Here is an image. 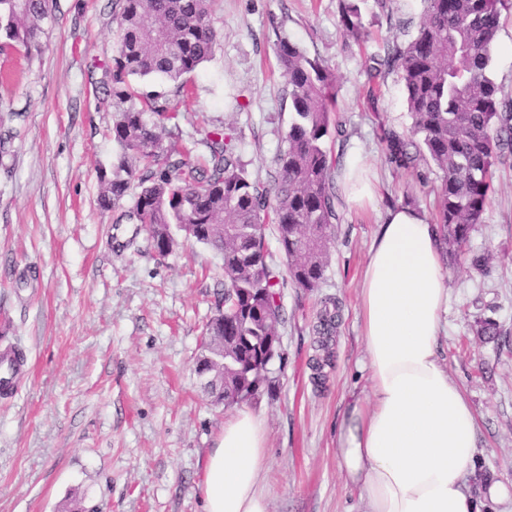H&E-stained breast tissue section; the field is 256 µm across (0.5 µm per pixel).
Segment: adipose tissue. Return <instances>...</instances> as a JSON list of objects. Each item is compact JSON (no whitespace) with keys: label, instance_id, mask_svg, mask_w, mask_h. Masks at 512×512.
Masks as SVG:
<instances>
[{"label":"adipose tissue","instance_id":"1","mask_svg":"<svg viewBox=\"0 0 512 512\" xmlns=\"http://www.w3.org/2000/svg\"><path fill=\"white\" fill-rule=\"evenodd\" d=\"M448 273L434 224L411 206L389 209L360 288L370 392L344 412L336 458L362 512H483L512 503V481L473 493L477 419L438 350ZM265 425L249 408L225 422L204 471V512H268L260 486Z\"/></svg>","mask_w":512,"mask_h":512}]
</instances>
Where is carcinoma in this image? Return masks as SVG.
<instances>
[{
	"label": "carcinoma",
	"mask_w": 512,
	"mask_h": 512,
	"mask_svg": "<svg viewBox=\"0 0 512 512\" xmlns=\"http://www.w3.org/2000/svg\"><path fill=\"white\" fill-rule=\"evenodd\" d=\"M415 34L403 46H387L370 58L369 96L396 71L412 119L409 134L381 128L385 161L420 173L430 160L441 171L436 224L452 255L463 253L473 225L491 200L496 169L512 154V94L488 76L502 10L508 0H423ZM213 0H116L118 47L106 71L113 112V139L121 153L102 172L101 202L117 206L128 195L124 216L150 225L161 256L177 241L171 226L222 257L224 289L207 336H224V405L254 398L278 355L282 322L280 281L267 264L265 224L276 226L277 242L297 288L320 287L329 263L334 222L339 220L335 173L339 160L327 147L344 130L334 119L335 80L317 58L278 37L275 53L288 78L292 122L277 157L273 180L253 181L235 154L232 137L218 129L201 139L208 155L194 164L180 157L176 143L165 148L162 133L179 138L176 118L162 94L141 93L136 80L162 76L174 95L189 96L185 75L213 54L219 39ZM344 32L355 43L365 34L358 0H340ZM48 0H0V50L42 48ZM342 305L321 298L316 312L311 360L332 356Z\"/></svg>",
	"instance_id": "carcinoma-1"
}]
</instances>
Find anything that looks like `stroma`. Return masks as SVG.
I'll use <instances>...</instances> for the list:
<instances>
[{
	"label": "stroma",
	"mask_w": 512,
	"mask_h": 512,
	"mask_svg": "<svg viewBox=\"0 0 512 512\" xmlns=\"http://www.w3.org/2000/svg\"><path fill=\"white\" fill-rule=\"evenodd\" d=\"M113 0H52L41 51L0 52V350L30 364L18 393L0 398V512H202L207 457L233 408L213 404L195 372L202 333L224 286L222 258L175 231L159 257L131 205L100 204V168L119 147L103 84L116 52ZM369 30L346 45L338 0H214L220 34L210 61L189 75L191 98L172 99L188 158L204 154L201 130L232 136L249 176L269 182L291 121L277 36L319 58L336 80L344 134L332 148L355 154L379 181L375 202L339 201V221L320 288L285 284L272 391L248 405L262 414L269 512H358L336 459L351 393L367 391L359 284L390 201L412 198L433 217L441 172L396 170L380 123L407 131L403 85L390 73L368 100L366 62L404 43L421 0H362ZM489 76L512 92V9L504 11ZM465 246L445 258L448 334L440 352L478 418L475 470L512 479V162ZM481 257L475 267L471 258ZM344 307L334 366L322 391L310 382L313 317L322 297ZM494 318L506 346L480 341L476 320Z\"/></svg>",
	"instance_id": "stroma-1"
}]
</instances>
